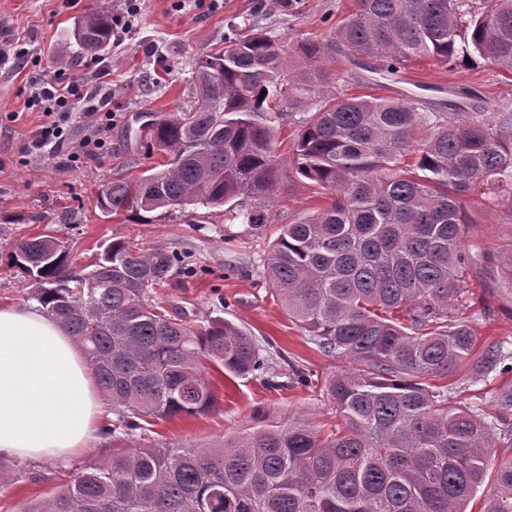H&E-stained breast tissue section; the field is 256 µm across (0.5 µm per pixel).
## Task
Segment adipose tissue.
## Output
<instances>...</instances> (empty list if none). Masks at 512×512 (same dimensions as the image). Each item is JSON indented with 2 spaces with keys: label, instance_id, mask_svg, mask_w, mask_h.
Instances as JSON below:
<instances>
[{
  "label": "adipose tissue",
  "instance_id": "adipose-tissue-1",
  "mask_svg": "<svg viewBox=\"0 0 512 512\" xmlns=\"http://www.w3.org/2000/svg\"><path fill=\"white\" fill-rule=\"evenodd\" d=\"M102 414L92 369L67 330L39 305L0 307V455L71 456Z\"/></svg>",
  "mask_w": 512,
  "mask_h": 512
}]
</instances>
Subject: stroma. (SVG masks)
<instances>
[{
	"label": "stroma",
	"instance_id": "35a3bbf8",
	"mask_svg": "<svg viewBox=\"0 0 512 512\" xmlns=\"http://www.w3.org/2000/svg\"><path fill=\"white\" fill-rule=\"evenodd\" d=\"M139 5L123 44L108 47L92 63L81 57L73 30L99 7L120 12L123 0H0V306L28 303V289L11 260L20 240L56 237L78 268L116 239L166 247L200 258L204 271L158 289L160 305L194 324L206 316L222 317L251 332L267 354L283 350L319 379L331 378L345 369V362L324 355L265 283L260 257L275 237L274 228L250 235L245 225L226 220L223 208L202 206L182 219L138 224L126 212L102 213L98 194L113 177L135 176L161 162V155H147L138 142L141 124L148 114L186 106L195 59L221 46L231 26L262 28L289 49L305 39H326L352 13L354 0H140ZM55 70L78 80L82 91L65 108L72 140L89 134L90 111L112 115L106 146L81 154L74 163L30 147L45 122L31 95ZM380 94L421 107L449 100L461 112H490L512 109V77L477 57L447 66L418 59L407 63L401 82H384ZM294 130L287 123L278 135L286 173L271 208L281 224L295 223L324 204L308 180L287 170ZM468 210L472 222L465 228V242L479 252L480 267L463 286L489 306L474 323L478 342L503 341L512 350V291L500 286L503 254L512 246V199L491 202L477 191L468 198ZM206 374L219 397L214 410L136 431L129 447L211 444L258 423L298 422L326 431L338 421L316 390L298 385L275 391L255 377L237 378L212 364ZM450 380L454 402L489 412L499 397L512 393V373H491L476 391L463 373ZM112 448L111 436L101 432L89 448L64 463L5 460L9 476L0 483V512H19L47 498L61 489L68 472L109 456Z\"/></svg>",
	"mask_w": 512,
	"mask_h": 512
}]
</instances>
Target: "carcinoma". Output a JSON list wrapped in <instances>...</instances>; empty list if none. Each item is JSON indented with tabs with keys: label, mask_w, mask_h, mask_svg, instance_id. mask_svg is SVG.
<instances>
[{
	"label": "carcinoma",
	"mask_w": 512,
	"mask_h": 512,
	"mask_svg": "<svg viewBox=\"0 0 512 512\" xmlns=\"http://www.w3.org/2000/svg\"><path fill=\"white\" fill-rule=\"evenodd\" d=\"M463 0H356L324 41L291 50L255 32L224 37L198 57L193 101L142 125L144 146L165 160L118 176L98 197L106 213L140 224L189 206H228L249 231L268 209L282 168L278 132L296 118L294 173L334 195L329 206L280 225L263 276L288 317L321 350L355 365L324 385L342 423L327 435L303 424L254 428L217 446L125 448L76 469L64 487L21 512H512V394L497 412L450 405L443 383L459 369L475 384L512 371L498 342L478 348L464 272L479 254L464 244L466 198L483 187L512 193V111L431 112L336 87V56L381 61L395 75L412 59L448 64L478 55L512 76V0L463 21ZM97 58L112 14L74 30ZM166 248L109 243L69 268L60 240H22L12 255L30 299L82 346L112 402L106 434L120 445L141 423L203 415L217 404L207 359L278 390L313 384V372L278 352L277 370L247 330L222 319L192 324L151 291L200 260Z\"/></svg>",
	"instance_id": "obj_1"
}]
</instances>
